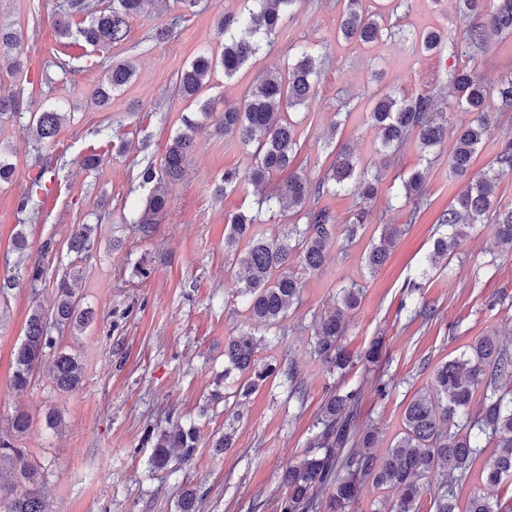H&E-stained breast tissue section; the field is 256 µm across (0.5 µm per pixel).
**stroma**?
Returning <instances> with one entry per match:
<instances>
[{
  "instance_id": "stroma-1",
  "label": "stroma",
  "mask_w": 512,
  "mask_h": 512,
  "mask_svg": "<svg viewBox=\"0 0 512 512\" xmlns=\"http://www.w3.org/2000/svg\"><path fill=\"white\" fill-rule=\"evenodd\" d=\"M56 3L0 0V22L21 32L24 45L21 72L0 75V82L17 90L31 111L54 104L68 113L54 142L43 148L36 146L28 118L0 125V153L17 172L11 183L0 184V280L20 279L0 299V431L16 408L31 414L33 425L19 445L46 469L44 492L53 512H176L188 487L205 494L200 512H275L285 494L279 475L306 448L330 389H360V419L379 427L383 451L402 429L406 403L430 384L436 366L489 332L512 346V256L497 253L488 225L470 230L449 265L428 266L439 218L466 185L448 170V148L428 154L412 139L385 155L369 119L384 95L447 99L449 72L468 67L490 90L491 135L474 162L475 171L486 169L502 141L512 137V109L500 110L498 94L512 78V31L492 36L475 56L423 54L415 41L419 33L461 31L458 0H395V10L380 12L382 37L365 46L338 38L341 0H299L270 45L232 78L219 73L204 87L202 100L223 110L267 72L286 71L296 47H308L321 75L314 98L290 111L299 139L293 171L318 180L347 147L359 167L380 171L382 179L363 236L349 245L335 238L321 269L304 278L301 301L283 329L261 332L262 357L293 362L297 380L277 376L240 404L216 405L203 419L199 411L224 369V339L248 324L244 302L225 288L232 272L224 253L227 219L253 210L258 193L245 183L219 196L214 186L225 170L249 172L254 158L239 142L202 128L183 179L168 188L170 204L157 216L152 235L123 226L122 218L146 202L140 170L160 163L183 118L196 115L174 90L178 74L199 54L217 51L222 16L239 13L243 0H197L187 12L179 0H151L145 13L130 20L126 39L106 51L78 37L59 39ZM177 15L181 25L167 40L155 41L156 29ZM114 63L133 65L135 75L102 108L94 104L93 91ZM126 142L130 150L118 152ZM90 153L99 154L101 163L86 170L81 160ZM43 158L55 166V205L47 210L36 200L19 212ZM417 170L425 174L427 193L415 213L401 186ZM78 224L98 227L79 285L97 320L65 339L83 359L84 386L55 391L44 367L26 393L16 394L10 386L13 354L32 306L50 301L71 263L66 241ZM387 224L407 230L389 262L369 271L364 252ZM20 230L30 260L42 261L46 270L36 293L23 281L12 250ZM116 236L125 240L118 252L110 247ZM49 239L55 250L45 256L41 247ZM139 264L147 276L135 274ZM351 285L362 290L344 339L354 362L346 373L332 374L313 351L312 323L335 306L340 288ZM422 304L436 309L426 323L410 317L411 307ZM376 339L382 353L372 366L363 355ZM382 378L390 382L383 392ZM298 383L303 394L296 397ZM50 408L61 412L62 429L46 428ZM170 415L196 418L203 442L193 460L174 472L152 468L150 450L141 444L145 426L165 424ZM228 424L236 429L235 445L213 457L207 444ZM495 451L487 445L458 489L459 499L478 492L512 506V480L490 486L481 476L484 459Z\"/></svg>"
}]
</instances>
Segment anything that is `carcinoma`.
<instances>
[{
  "label": "carcinoma",
  "instance_id": "obj_1",
  "mask_svg": "<svg viewBox=\"0 0 512 512\" xmlns=\"http://www.w3.org/2000/svg\"><path fill=\"white\" fill-rule=\"evenodd\" d=\"M259 10L227 15L221 25L224 46L216 58L199 56L181 71L176 80L178 95L197 98L216 68L224 77H233L263 47V40L276 33L292 14L297 0H258ZM148 0H112V6L99 8L98 0H64L59 4L63 18L56 21L59 35H72L68 18L83 14L86 25L78 30L83 41L94 47H109L125 38L128 21L142 13ZM464 16L483 15L477 25H465L466 49L476 51L486 45L489 33L512 31V0H500L496 9L485 12V0H462ZM337 34L347 40L371 44L382 35L375 17L367 13L362 0H346ZM424 53L461 50L457 42L437 30L416 37ZM23 49L17 31L0 26V63L8 60V72L22 66ZM316 58L301 50L285 75L266 76L255 82L240 104L225 106L214 114L205 104L201 112L213 119V130L236 139L245 147L254 146L255 183L271 179L288 169L297 154V133L288 109L306 104L313 95ZM128 63H114L106 71L104 83L95 93L105 104L109 95L123 88L134 76ZM448 88L458 104L473 113L472 120L453 133L448 155L452 171L465 176L471 171L479 145L490 132L487 112L489 90L479 76L467 69L448 74ZM20 95L0 82V123L22 117ZM370 118L378 129L382 147L390 149L416 136L424 149L442 145L448 139V116L435 97L418 94L395 98L386 95L376 101ZM66 113L45 108L30 113L37 145L50 143L59 132ZM198 122L185 121V128L167 145L160 169L149 165L140 174L142 185L152 186L144 209L125 218L144 236L152 233L154 218L166 210L169 200L161 184L181 179L186 160L193 150ZM512 174V139L502 142L494 166L474 177L443 213L440 225L451 228V237L436 239L428 264L436 268L448 257L449 249L468 236L476 224L490 223L496 248L512 255V210L494 209V187L499 178ZM379 172L360 169L353 153L341 149L329 173L312 182L297 174L278 184L271 193L260 196L252 214L237 213L229 220L224 252L238 267L227 287L244 300L250 319L260 327L277 328L299 301L302 276L321 268L334 239L335 224L330 212L319 206L321 198L336 193L350 182L357 183L359 196L371 203L378 194ZM405 198L418 207L424 203L423 177L412 174L403 184ZM291 212L297 221L283 225L276 234L262 228L263 216L276 210ZM367 208L354 213L345 225L347 238H354L366 223ZM402 228L387 224L380 241L365 255L367 267L376 271L387 261ZM97 225L80 224L67 240V252L78 257L93 248ZM82 271L73 269L56 282L52 299L36 304L26 322L24 338L14 353L11 385L19 393L28 389L32 377L49 364L52 380L60 391L82 387L85 367L82 360L62 345L64 333L77 336L94 321V311L83 305L75 285ZM360 290L345 288L336 307L320 316L313 328L315 354L329 368L342 372L352 365L353 356L343 345L348 331V315L359 305ZM261 339L241 331L224 340V374L221 383L236 373L238 386L232 393L211 395L212 404L257 391L281 372L294 378L293 367L259 357ZM483 399L475 416L470 406L477 390ZM360 392L332 390L316 419V431L300 458L288 464L281 474L286 488L278 502L279 512H349L367 483L391 494L392 512H416L415 503L423 491L433 489L434 512H507L509 507L492 502L481 494L458 506L456 487L469 476L485 444L495 442L497 452L483 468L486 481L497 485L512 479V349L491 333L472 341L466 351L437 367L430 387L417 392L403 411V430L382 456L378 447L379 428L358 423ZM32 417L18 410L10 419L8 433L0 436V512H52L42 494V479L24 449L15 442L24 437ZM234 428L226 427L213 436L209 447L216 455L233 447ZM199 428L194 421L168 418L162 428L146 425L142 444L152 448L151 462L164 469L176 462L185 465L199 448ZM434 477V484H421V478ZM203 496L187 488L179 496L176 512H199Z\"/></svg>",
  "mask_w": 512,
  "mask_h": 512
}]
</instances>
